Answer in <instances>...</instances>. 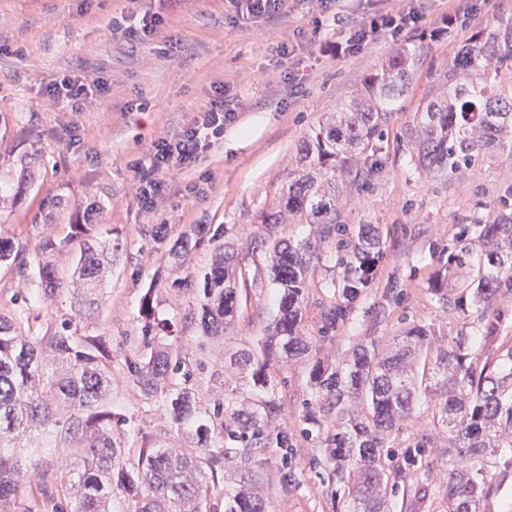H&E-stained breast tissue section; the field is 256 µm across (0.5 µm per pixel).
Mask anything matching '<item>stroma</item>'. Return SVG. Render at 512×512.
<instances>
[{
	"instance_id": "obj_1",
	"label": "stroma",
	"mask_w": 512,
	"mask_h": 512,
	"mask_svg": "<svg viewBox=\"0 0 512 512\" xmlns=\"http://www.w3.org/2000/svg\"><path fill=\"white\" fill-rule=\"evenodd\" d=\"M411 1L346 0L337 24L314 0H295L287 14L259 22L238 16L232 0H0V135L9 142L28 139L40 152V178L9 217V235L35 251L44 239L66 233L77 210L101 203L93 221L112 229L124 252L107 277L106 301L92 317L117 349L124 337L139 335V300L164 263L166 247L151 239L149 228L168 225L174 240L197 224L223 225L240 246L249 286L239 294L225 341H206L192 331L179 334L177 343L192 357L200 345L208 347L197 377L201 393L245 388V373L225 369L224 347L252 346L279 308L271 279L256 275L265 266L263 255L248 248L262 214L277 209L325 119L356 96L399 45H419L422 60L386 135L355 158L366 180L343 184L336 198L338 231L322 244L309 272L302 333L317 336L346 274L342 259L351 255L361 225L373 224L383 242L376 272L348 320L323 341L322 355H349L371 338L385 346L412 326L430 330L433 347L451 348L460 330L476 333L478 311L467 293L458 295L456 306H443L433 280L464 225L512 214V160L487 155L475 166L431 175L409 153L405 132L427 91L470 38L512 18V0H457L462 12L453 20L448 0H415L424 22L404 42L382 38L360 53L335 54L334 43L345 41L372 13ZM160 10L167 23L152 40L114 26L117 18ZM280 42L294 46L289 60L276 55ZM68 73L100 84L75 112L48 94ZM221 85L236 104L235 122L195 163L172 166L164 199L145 208L133 164L149 162L154 142L178 134ZM51 197L61 198V206L45 209ZM488 313L498 322L497 338L472 347L475 358L512 345V291L501 290ZM275 370L284 381L275 426L287 433L291 447L253 449L261 463L257 482L272 494L274 512H337L324 435L306 419L309 392L301 365L291 360ZM112 403L150 438L173 442L176 433L160 402L141 400L119 375ZM419 430L430 431L429 447H414ZM447 446L425 404L393 432L389 466L406 469L408 478L388 489L392 512H444L439 489L452 464ZM490 471L482 512H512V460L493 457Z\"/></svg>"
}]
</instances>
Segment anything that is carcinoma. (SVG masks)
<instances>
[{"label": "carcinoma", "instance_id": "1", "mask_svg": "<svg viewBox=\"0 0 512 512\" xmlns=\"http://www.w3.org/2000/svg\"><path fill=\"white\" fill-rule=\"evenodd\" d=\"M419 51L399 50L364 82L363 90L319 127L301 161L309 171L288 186L279 209L262 215L265 232L249 248L265 254L280 290L279 313L254 349L230 355L229 364L251 372L254 396L229 412L223 394L203 400L189 357L165 342L169 322L159 318L150 282L141 297L142 335L125 339L121 369L126 385L146 401H160L184 444L137 443L141 428L112 411V340L88 321L99 307L107 265L121 243L103 235L89 216L75 217L66 234L48 238L29 254L0 235V264L7 263L30 287L0 308V512H272L273 498L255 485L259 463L247 449L288 448V435L270 424L282 411L281 382L272 363L301 360L310 394L312 423L326 431L331 476L347 490L350 512H389L386 489L391 471L387 441L416 417L419 395L430 398L437 424L448 434L447 454L465 461L448 470L442 496L448 512H479L491 481L488 456L512 458V345L480 362L466 352L472 337L460 333L455 346L429 354L426 330L410 328L388 348L372 339L347 359L318 355L317 341L301 333L302 304L317 240L336 232V178L363 179L349 165L352 153L383 137L393 120L390 106L409 91ZM512 64V20L490 33L478 31L452 61L440 87L426 95L406 145L425 170L453 173L490 148L512 158V97L499 92L498 71ZM33 153L0 140V217L17 194L35 184ZM310 205L316 240L292 246L275 237L288 213ZM382 240L377 227L362 226L340 300L322 316L321 338L348 319L353 301L369 282ZM212 247L210 266L174 288L194 291L193 306L180 316L181 330L224 336L239 297L238 249L224 239V226L195 225L169 248L171 269L191 261L201 246ZM477 268L455 284L470 290L482 309L481 339H496L487 308L500 289H512V217L463 229L448 253L446 273L434 291L449 302L448 273ZM71 314L41 326V309L64 295ZM369 408H364V405ZM78 466L59 472V461Z\"/></svg>", "mask_w": 512, "mask_h": 512}]
</instances>
